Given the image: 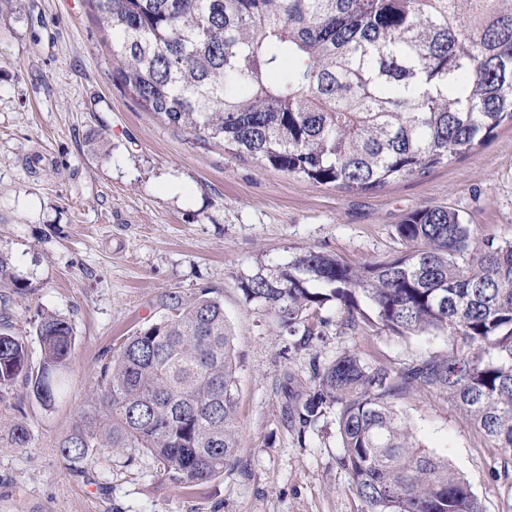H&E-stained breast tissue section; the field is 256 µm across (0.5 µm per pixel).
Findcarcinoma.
<instances>
[{"mask_svg": "<svg viewBox=\"0 0 512 512\" xmlns=\"http://www.w3.org/2000/svg\"><path fill=\"white\" fill-rule=\"evenodd\" d=\"M111 32L113 76L149 112L263 167L347 191L381 188L456 159L512 124V0H89ZM293 61L281 71L284 59ZM281 71L278 80L269 73ZM409 250L347 265L303 251L240 283L245 300L293 330L358 296L399 335L444 333L450 351L393 372L345 352L315 369L302 426L337 411L341 464L364 512H483L448 459L417 443L396 401L440 390L497 448L512 449V241L478 239L458 213L423 206L395 226ZM0 298L20 290L0 254ZM113 350L61 440L72 463L118 448L152 457L188 488L238 451L233 334L202 288ZM28 340L0 325V386L23 378L51 406L76 336L64 317Z\"/></svg>", "mask_w": 512, "mask_h": 512, "instance_id": "carcinoma-1", "label": "carcinoma"}]
</instances>
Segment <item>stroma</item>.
<instances>
[{"instance_id":"1","label":"stroma","mask_w":512,"mask_h":512,"mask_svg":"<svg viewBox=\"0 0 512 512\" xmlns=\"http://www.w3.org/2000/svg\"><path fill=\"white\" fill-rule=\"evenodd\" d=\"M105 35L88 0H0V252L26 286L0 303V321L28 334L35 367L40 312L66 317L76 336L53 406L21 380L0 390V512H363L335 409L314 428L298 423L314 372L347 351L400 370L447 355V336L350 326L332 301L291 333L246 302L240 279L305 250L356 267L398 255L395 226L422 206L456 211L478 237L512 240V126L426 174L345 191L259 167L146 111L113 79ZM202 288L223 301L235 336V460L190 488L165 481L147 455L71 466L58 443L100 365L158 316L162 294ZM397 405L484 512H512V451L488 442L445 393L411 392ZM20 424L22 448L12 440Z\"/></svg>"}]
</instances>
